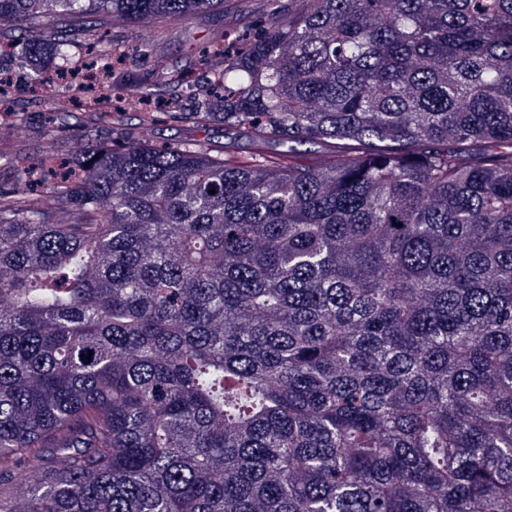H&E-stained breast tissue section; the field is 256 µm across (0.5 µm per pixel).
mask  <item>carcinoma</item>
Segmentation results:
<instances>
[{
	"label": "carcinoma",
	"mask_w": 512,
	"mask_h": 512,
	"mask_svg": "<svg viewBox=\"0 0 512 512\" xmlns=\"http://www.w3.org/2000/svg\"><path fill=\"white\" fill-rule=\"evenodd\" d=\"M224 3L0 18L65 68ZM181 118L253 163L88 140L0 195V512H512V0H288Z\"/></svg>",
	"instance_id": "cac0c4a2"
}]
</instances>
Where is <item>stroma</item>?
<instances>
[{
	"mask_svg": "<svg viewBox=\"0 0 512 512\" xmlns=\"http://www.w3.org/2000/svg\"><path fill=\"white\" fill-rule=\"evenodd\" d=\"M287 3L229 0L223 11L151 27L142 40L133 39L130 29L118 22L90 29L75 49L76 63L92 62L111 50L125 55L104 82L79 77L66 83L55 79L53 65L34 72L22 69L18 56L0 58V70L13 77L9 93L0 96V188H12L24 160L70 156L82 138L116 144L142 140L157 148L202 143L219 155L227 151L240 159L249 157V142L225 138L220 124L196 125L161 110L141 124L140 107L126 100L125 86L136 73L135 59L142 51L158 58L164 69L201 80L209 74L207 60L221 49L213 33L255 36L257 20L266 18L274 5Z\"/></svg>",
	"mask_w": 512,
	"mask_h": 512,
	"instance_id": "35a3bbf8",
	"label": "stroma"
}]
</instances>
